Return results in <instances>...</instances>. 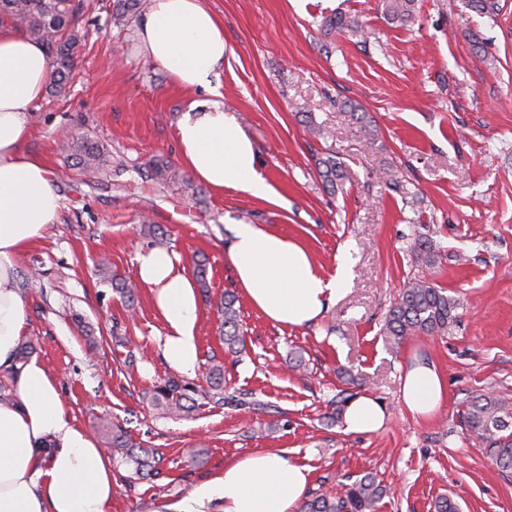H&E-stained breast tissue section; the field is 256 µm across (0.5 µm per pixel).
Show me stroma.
<instances>
[{
  "label": "stroma",
  "mask_w": 512,
  "mask_h": 512,
  "mask_svg": "<svg viewBox=\"0 0 512 512\" xmlns=\"http://www.w3.org/2000/svg\"><path fill=\"white\" fill-rule=\"evenodd\" d=\"M501 3L491 19L461 0H418L400 26L379 0H206L227 45L219 101L252 140L278 193L271 203L194 178L163 187L143 176L155 155L182 167L176 125L188 97L142 52L135 26L113 24L112 0H81L77 64L64 93L36 104L27 142L62 207L19 256L16 286L34 356L56 376L75 422L91 432L110 416L161 455L160 475L131 487L126 467H116L113 512H176L196 484L259 449L309 465L313 493L373 475L386 489L377 512H434L443 495L461 512H512V472L459 422L473 396L512 400V0ZM334 13L357 31H326ZM307 115L324 137L307 133ZM67 131L102 141L108 160L125 164L115 184L73 167ZM331 151L345 172L334 194L315 165ZM388 169L397 186L381 184ZM144 213L182 266L207 257L215 297L238 288L227 257L237 224L301 241L327 276L347 256V289L314 324H274L240 298L246 351L238 357L225 353L217 313L202 304L199 366L188 382L204 383L217 359L225 392L244 394L245 405L203 401L189 417L170 418L146 403V391L181 377L162 356L151 294L139 287L126 310L95 273L104 255L114 273L138 280L137 257L154 247L141 232ZM422 237L434 263L414 251ZM412 279L456 299V320L444 335L394 349L381 327ZM414 362L435 365L446 383L428 419L401 397ZM344 391L376 398L384 428L352 434L331 422ZM200 449L201 463L191 465Z\"/></svg>",
  "instance_id": "obj_1"
}]
</instances>
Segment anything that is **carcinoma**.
Returning a JSON list of instances; mask_svg holds the SVG:
<instances>
[{"instance_id":"cac0c4a2","label":"carcinoma","mask_w":512,"mask_h":512,"mask_svg":"<svg viewBox=\"0 0 512 512\" xmlns=\"http://www.w3.org/2000/svg\"><path fill=\"white\" fill-rule=\"evenodd\" d=\"M381 2L382 13L388 22L404 25L412 20L414 0ZM465 7L490 18L501 9L499 0H466ZM143 8L144 0H114L112 19L116 24L126 26ZM78 10L79 5L74 0H0V16L25 28L45 45L52 72L51 89L56 93L66 88L75 63L77 37L74 34L67 37L65 33L74 25ZM65 143L79 169L93 173L101 171L107 153L101 141L68 133ZM318 169L321 180L333 189L344 179L342 163L332 156L320 160ZM148 174L162 185L188 182L184 174L160 157L149 161ZM98 273L103 280L112 283V288L127 306L134 305L133 285L112 272L110 262H100ZM237 302L235 293L226 290L216 304L224 351L230 355L241 352L245 346ZM455 309L456 301L448 297L444 289L427 280H411L389 309L382 335L389 346L397 348L411 336L445 334L455 319ZM206 382L207 387L199 389L172 379L146 392L145 398L154 409L173 415L190 414L200 399L224 404V364L212 362ZM462 422L470 435L484 444L486 452L501 470L512 471L511 401L494 393L480 394L467 404ZM98 430L113 462L129 468L132 477L147 479L157 475L154 451L135 444L122 425L104 420ZM382 496V487L372 476L366 475L344 490L309 497L300 506V512H376Z\"/></svg>"}]
</instances>
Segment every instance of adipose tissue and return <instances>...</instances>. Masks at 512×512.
<instances>
[{
	"label": "adipose tissue",
	"instance_id": "1",
	"mask_svg": "<svg viewBox=\"0 0 512 512\" xmlns=\"http://www.w3.org/2000/svg\"><path fill=\"white\" fill-rule=\"evenodd\" d=\"M137 36L144 53L180 89L212 90L227 46L222 24L204 0H150ZM49 75L45 46L0 21V374L9 375L13 394L10 405L0 404V512H113L110 458L70 418L43 363L15 360L25 332V305L15 287L17 259L56 223L61 208L47 166L25 148L30 114ZM176 137L188 170L213 191L274 200L253 143L219 102L191 98ZM228 258L252 306L291 327L318 321L350 277L344 264L325 276L303 244L262 224L235 225ZM138 263L164 326V359L175 370L194 374L200 303L191 278L175 253L165 250L146 251ZM402 396L411 413L429 417L445 397L443 379L434 366L412 364ZM385 421L383 406L368 395L351 399L344 410L350 433L378 432ZM310 475L307 465L283 453L258 450L225 463L189 493L178 512H297Z\"/></svg>",
	"mask_w": 512,
	"mask_h": 512
}]
</instances>
